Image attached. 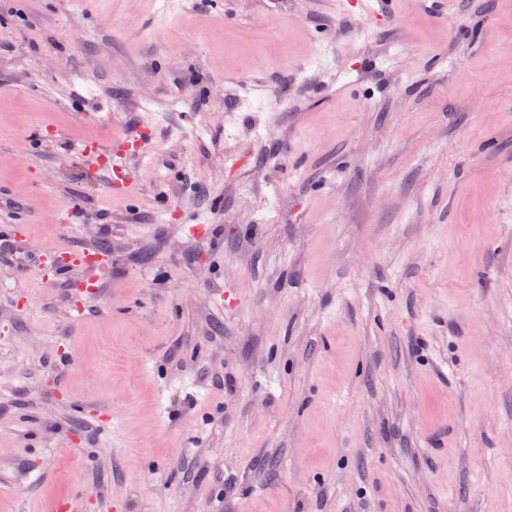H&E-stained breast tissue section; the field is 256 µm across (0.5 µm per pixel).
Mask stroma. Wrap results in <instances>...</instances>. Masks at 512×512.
<instances>
[{"label":"stroma","instance_id":"obj_1","mask_svg":"<svg viewBox=\"0 0 512 512\" xmlns=\"http://www.w3.org/2000/svg\"><path fill=\"white\" fill-rule=\"evenodd\" d=\"M1 224L0 512H512V0H0Z\"/></svg>","mask_w":512,"mask_h":512}]
</instances>
